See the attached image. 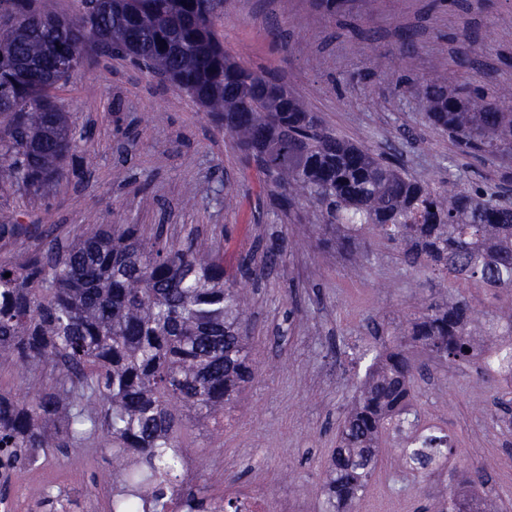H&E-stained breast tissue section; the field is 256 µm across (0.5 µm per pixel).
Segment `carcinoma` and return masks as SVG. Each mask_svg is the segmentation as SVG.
I'll return each instance as SVG.
<instances>
[{
  "label": "carcinoma",
  "mask_w": 512,
  "mask_h": 512,
  "mask_svg": "<svg viewBox=\"0 0 512 512\" xmlns=\"http://www.w3.org/2000/svg\"><path fill=\"white\" fill-rule=\"evenodd\" d=\"M75 2V16L66 19L39 0H0V182L37 192L77 160L70 116L53 91L71 77L61 64L79 62L92 45L148 73L164 72L236 137L283 204L307 200L322 223L342 227L338 247L352 249L372 229L399 246L409 268L512 290V207L479 188L432 190L396 161L337 136L274 75L224 52L216 31L224 0ZM503 99L495 90L451 87L442 75L424 91L428 119L461 148L485 154L512 150V111L497 106ZM30 235L26 224H0V239ZM280 259L271 247L262 269L243 262L231 270L198 244L147 239L129 224L90 229L63 251L50 242L0 266V364L54 375L30 400L0 393V481L47 448L110 438L132 466L112 512H134L138 501L152 504L144 512H160L167 498L211 512L212 502L183 492L171 450L185 420L216 418L252 380L248 318L233 286ZM484 336L512 341V308L481 330L470 301L457 293L407 323L359 382L339 425L325 462L326 512H352L378 468L383 436L404 430L419 372L409 348L466 362L484 351ZM496 375L505 383L497 398L505 420L512 368L498 367ZM450 451L448 440L426 435L421 447L403 451L405 467L434 475ZM438 512L502 507L465 488Z\"/></svg>",
  "instance_id": "cac0c4a2"
}]
</instances>
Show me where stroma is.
Returning <instances> with one entry per match:
<instances>
[{
	"label": "stroma",
	"mask_w": 512,
	"mask_h": 512,
	"mask_svg": "<svg viewBox=\"0 0 512 512\" xmlns=\"http://www.w3.org/2000/svg\"><path fill=\"white\" fill-rule=\"evenodd\" d=\"M217 30L229 55L282 78L326 127L395 157L425 186L477 183L512 194V156L462 152L421 105L425 82L462 49L473 59L464 79L512 92V0H224ZM409 32L415 46L400 53ZM56 94L85 136L86 161L46 194L0 183V224L40 230L23 246L0 239V264L106 224L195 241L228 266L280 248L278 266L237 287L254 378L223 418L185 422L184 480L214 500L251 493L276 512L286 494L302 512H322L324 463L359 381L421 305L442 297L444 283L405 267L396 245L372 231L358 256L336 249L339 229L325 227L313 205L281 210L276 185L241 162L206 109L128 60L85 55ZM411 354L423 368L418 423L452 446L445 473L428 482L414 475L399 457L404 436H389L358 512H436L447 482L464 483L476 469L486 475L479 494L512 512V428L496 416L497 376L479 357ZM119 464L108 441L51 448L13 472L0 497L15 512H52L37 497L43 491L87 512L95 497L115 496Z\"/></svg>",
	"instance_id": "obj_1"
}]
</instances>
